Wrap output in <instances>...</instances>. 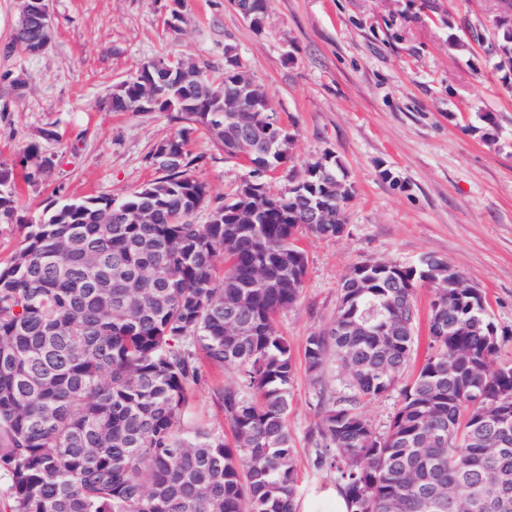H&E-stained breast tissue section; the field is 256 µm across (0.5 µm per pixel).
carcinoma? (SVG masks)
<instances>
[{"instance_id": "cac0c4a2", "label": "carcinoma", "mask_w": 512, "mask_h": 512, "mask_svg": "<svg viewBox=\"0 0 512 512\" xmlns=\"http://www.w3.org/2000/svg\"><path fill=\"white\" fill-rule=\"evenodd\" d=\"M490 52L512 80V0ZM219 83L199 66L197 98L176 75L144 63L111 93L114 112H142L143 82L159 83L154 112L181 123L156 144L162 176L121 202L51 201L0 264V512H297L300 493L287 416L294 380L276 315L295 304L307 257L297 234L336 237L350 192L328 155L286 194L260 170L290 160L294 134L279 113L240 112L247 135L266 133L253 192L241 184L211 203L190 173L191 137L229 147L224 113L200 112L209 93L240 91L225 50ZM13 168L0 162V224L18 213ZM209 210L205 224L194 222ZM317 210L318 221L307 219ZM224 254V276L215 262ZM450 263L366 260L344 276L336 316L307 337L318 380L332 359L350 390L321 406L313 466L336 474L352 512H512V365L497 363L495 324L480 293L451 287ZM442 284L431 304L432 353L386 431L357 411L394 390L414 348L415 290ZM236 371L216 388L226 436L188 419L206 383L201 361Z\"/></svg>"}]
</instances>
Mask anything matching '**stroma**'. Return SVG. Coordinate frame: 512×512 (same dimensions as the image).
<instances>
[{
    "mask_svg": "<svg viewBox=\"0 0 512 512\" xmlns=\"http://www.w3.org/2000/svg\"><path fill=\"white\" fill-rule=\"evenodd\" d=\"M501 0H270L254 28L229 0H52L53 38L40 54L4 52L18 19L0 0V161L12 165L25 218L51 200L123 199L158 173L153 147L179 128L164 112H111L116 83L163 52L224 68L232 49L261 85L296 142L269 181L278 194L325 154L352 187L342 235L301 237L308 265L300 297L275 319L295 363L288 427L300 501L336 482L313 467L320 399L344 395L335 368L323 385L304 368L307 337L336 315L343 276L363 260H448L485 293L498 327L497 361L512 365V87L472 29L493 36ZM176 26H168L172 13ZM52 130L56 139L42 140ZM41 141L52 163L24 179L23 149ZM192 174L221 201L249 179L197 134ZM434 287L415 295V347L400 377L412 381L430 355ZM237 380L214 372L194 394V419L227 429L214 389Z\"/></svg>",
    "mask_w": 512,
    "mask_h": 512,
    "instance_id": "1",
    "label": "stroma"
}]
</instances>
